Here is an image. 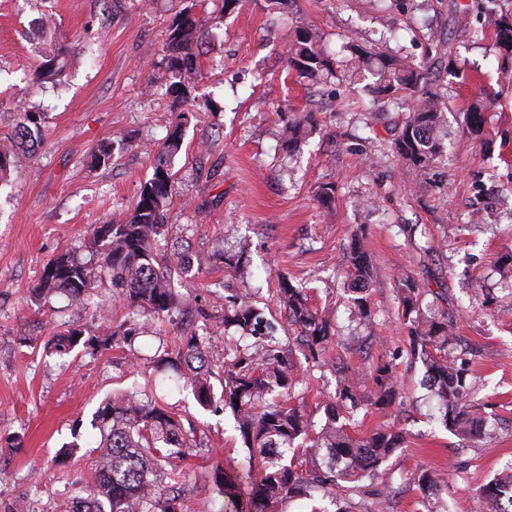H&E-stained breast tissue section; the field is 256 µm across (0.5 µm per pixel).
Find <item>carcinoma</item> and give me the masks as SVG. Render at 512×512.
Returning <instances> with one entry per match:
<instances>
[{
    "instance_id": "carcinoma-1",
    "label": "carcinoma",
    "mask_w": 512,
    "mask_h": 512,
    "mask_svg": "<svg viewBox=\"0 0 512 512\" xmlns=\"http://www.w3.org/2000/svg\"><path fill=\"white\" fill-rule=\"evenodd\" d=\"M204 34V24L188 8L168 27L165 50L172 81L167 92L182 104L195 101L191 97L192 80L201 76L195 65V49ZM288 64L298 77L314 81L330 70L331 60L310 35L300 34L289 50ZM60 71L61 54L49 55L34 80L54 79ZM380 76L381 95L422 97L391 143L392 153L419 179L445 152V97L424 94L428 68L423 63L385 58L380 62ZM276 115L285 122L288 141L293 144L314 120L310 113L301 119L281 110ZM20 116L15 138L31 148L39 145L41 115L25 111ZM182 146V130L177 127L156 145L152 177L141 186L132 212L119 223L94 229V246L87 253L65 252L50 260L34 289L39 298L63 294L73 302L88 304L98 283L111 280L115 297L122 301L127 315L121 323H108L99 335L84 341L93 352L132 346L141 334L143 317L171 319L182 303L173 284L174 269L187 271L211 262L233 269L240 263V255L222 247L196 259L162 251L169 233L171 161ZM349 267L353 291L367 290L372 268L358 246L351 248ZM398 293L411 339L410 355L424 365L426 384L443 406L445 425L467 438L490 435L485 420L467 401L464 370L446 358L448 343L454 339L453 321L445 313L425 316L420 310L422 291L413 281L401 282ZM279 295L288 308V323L297 333L296 339L313 357L325 351L337 336L330 316L311 308L305 288L286 277L279 282ZM351 321L369 326L371 313L366 299L354 298ZM221 324L235 327L241 340L269 328L264 310L246 297L224 313ZM81 337L80 331L68 327L48 339L45 348L64 355ZM265 339L266 345L256 357L239 345L224 348L228 362L224 363L218 395L208 368L209 337L184 333L178 337L177 348L170 350L162 341L156 351L157 365L176 369L202 407L232 412L249 449L248 467L239 472L217 468L209 476L212 490L222 499L220 512H286L289 501L315 490L332 489L341 482L346 483L342 491L349 496L357 491L354 482L375 474L403 443L399 433L384 429L358 439L351 437L338 423L340 413L333 401L325 406L326 421L321 430L310 436V422L299 407L270 398L276 391L290 394L298 378L280 341L268 333ZM371 377L368 402L377 408L390 404L396 394L392 365L378 366ZM90 426L98 438L95 468L89 482L70 486L71 512H187L189 493L180 463L198 448L194 430L185 429L165 406L138 389L103 401ZM413 484L423 494L432 488L441 491V479L430 470L416 472ZM479 506L492 512H512V474L486 484L479 492Z\"/></svg>"
}]
</instances>
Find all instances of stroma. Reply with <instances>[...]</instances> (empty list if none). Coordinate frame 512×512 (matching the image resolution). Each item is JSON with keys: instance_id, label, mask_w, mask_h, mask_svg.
I'll return each instance as SVG.
<instances>
[{"instance_id": "35a3bbf8", "label": "stroma", "mask_w": 512, "mask_h": 512, "mask_svg": "<svg viewBox=\"0 0 512 512\" xmlns=\"http://www.w3.org/2000/svg\"><path fill=\"white\" fill-rule=\"evenodd\" d=\"M187 0H0V149L18 153L11 180L0 187V500L17 512H64L66 488L89 480L95 455L93 412L107 396L139 388L153 394L207 442L186 464L196 485L191 512H218L201 472L242 469L248 451L231 412L201 407L190 390L176 389L149 359L160 340L202 329L199 311L223 315L236 296L252 293L280 338H292L277 290L281 277L303 285L313 307L347 326L345 271L360 244L373 265L367 292L373 313L359 333L372 344L347 351L332 346L320 359L293 345L300 379L291 393L315 426L321 402L346 379L360 407L348 418L351 435L383 427L404 444L364 478L352 497L290 501L287 512H433L435 500L407 482L429 468L440 474L450 512H474L481 488L512 463V290L502 287L498 258L512 254V48L501 45L494 21L512 18V0H294L288 12L268 0H242L224 21L209 22L197 66L203 78L192 94L211 108L178 123L167 95L165 39ZM309 32L333 60V74L302 81L288 67L296 31ZM65 48L55 83L33 84L47 55ZM432 61L445 94L447 151L414 179L390 150L415 105L385 104L373 87L377 62L357 52ZM489 105L483 133L471 135V102ZM313 113L314 127L288 147L275 111ZM37 112L43 136L34 151L13 139L20 112ZM183 148L172 164L168 248L193 255L214 246L241 251L240 269L214 264L190 269L176 286L186 304L172 321L146 320L133 349L89 354L76 345L64 356L43 343L73 324L99 334L104 319L126 310L110 281L86 307L56 296L35 297L46 264L81 251L95 227L125 218L153 172L150 151L174 126ZM124 141L109 164H94L102 144ZM335 187L330 206L319 188ZM429 288L423 305H438L456 321L458 344L448 358L465 365L476 411L492 437L463 439L445 427L425 369L410 356L399 314L398 283ZM35 337L20 346L18 334ZM394 366L397 396L386 408L369 406L371 366ZM79 449L65 468L53 464L65 444ZM47 473L38 492L29 474Z\"/></svg>"}]
</instances>
